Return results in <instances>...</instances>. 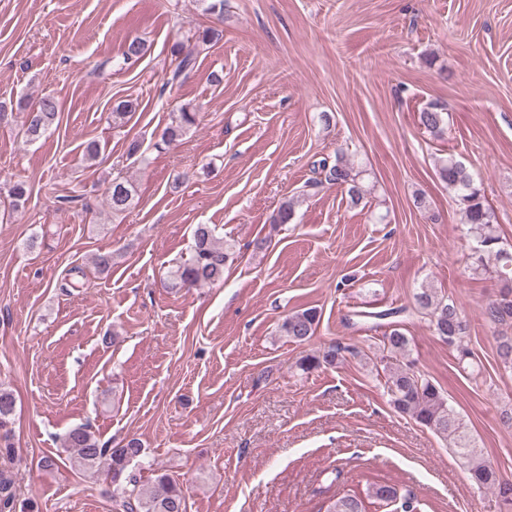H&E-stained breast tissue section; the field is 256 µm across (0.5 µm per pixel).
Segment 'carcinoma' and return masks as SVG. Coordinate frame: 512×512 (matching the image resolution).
<instances>
[{"instance_id": "cac0c4a2", "label": "carcinoma", "mask_w": 512, "mask_h": 512, "mask_svg": "<svg viewBox=\"0 0 512 512\" xmlns=\"http://www.w3.org/2000/svg\"><path fill=\"white\" fill-rule=\"evenodd\" d=\"M224 30L207 26L197 31L196 41L202 44L220 42ZM147 52L145 42L134 37L123 48L125 64H133ZM175 68L168 82L173 84L188 76L196 64L194 49L181 41L171 46ZM138 108L133 99L120 101L112 111V117L120 121L131 117ZM59 107L55 97L44 95L31 104L26 116V135L33 142L44 137L58 121ZM198 110L189 105L181 106L172 113L171 122L164 129L161 141L154 144L160 149L177 142L197 124ZM421 125L431 134L440 136L446 126L445 112L431 105L420 112ZM318 169L324 174V182L343 187L353 205H359L365 196L363 185L366 170L338 154L330 162L322 159ZM438 178L455 192L465 226V236L472 242V271L476 275H493L504 282L499 296L488 307L490 320L496 325L512 322V245L500 235L494 210L467 167L455 155L439 160ZM136 187L133 182L116 177L107 188L106 204L112 216L119 217L135 205ZM295 213V202L287 198L279 205L273 223L288 224ZM231 256L230 247L217 239L207 224L197 225L194 246L190 257L170 272L169 280L175 288H201L224 278V268ZM414 310L427 316L435 336L456 349L459 360L472 358L464 343L467 322L457 304L437 294L433 288H421L414 294ZM320 320L317 309L310 307L288 313L278 326L280 335L288 341L302 345L315 334ZM381 363L385 373L384 387L393 408L408 415L421 425L441 435L448 441L460 461L467 468L472 482L478 487L494 491L504 502L512 504V480L503 479L498 471L484 458L466 425L442 391L424 374L415 369L410 356V340L394 324L383 333ZM500 364L512 370V336L506 332L497 337ZM345 349L330 345L302 355L296 367L304 373L321 367H332L344 359ZM13 394L0 388V428L13 415ZM68 461L74 469H92L106 466V473L115 486V500L123 512H186V498L180 486L166 474L143 479L144 448L136 437L128 438L116 446L100 442L89 427L78 425L69 430L64 439ZM14 481L6 471H0V512H12ZM379 507L394 505L392 512H421L420 500L407 491L400 493L387 484L373 483L365 493L349 490L326 498L317 512H368V505Z\"/></svg>"}]
</instances>
